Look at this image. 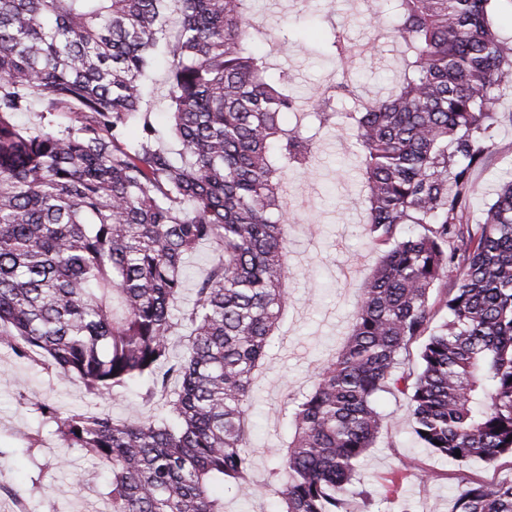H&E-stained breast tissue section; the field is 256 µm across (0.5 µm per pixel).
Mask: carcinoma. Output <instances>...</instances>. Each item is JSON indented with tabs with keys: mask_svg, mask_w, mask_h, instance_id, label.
Segmentation results:
<instances>
[{
	"mask_svg": "<svg viewBox=\"0 0 512 512\" xmlns=\"http://www.w3.org/2000/svg\"><path fill=\"white\" fill-rule=\"evenodd\" d=\"M251 2L0 0V346L95 396L165 397L160 416L124 420L39 404L108 467L111 512H224L215 487L251 494L246 405L290 300L282 179L316 152L301 119L283 122L298 102L254 49ZM383 2L368 23L390 29L402 75L344 113L379 260L342 349L281 409L288 443L264 484L277 512L372 505L354 483L383 393L407 399L438 457L512 459V180L469 222L493 130L512 124L497 109L512 87L503 0ZM160 50L173 149L150 109ZM327 53L352 56L334 30ZM24 112L38 124L19 125ZM303 116L335 123V95ZM202 245L216 258L178 312ZM414 343L416 369L398 372ZM449 512H512V476L461 479Z\"/></svg>",
	"mask_w": 512,
	"mask_h": 512,
	"instance_id": "1",
	"label": "carcinoma"
}]
</instances>
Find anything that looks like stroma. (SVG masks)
Wrapping results in <instances>:
<instances>
[{
	"mask_svg": "<svg viewBox=\"0 0 512 512\" xmlns=\"http://www.w3.org/2000/svg\"><path fill=\"white\" fill-rule=\"evenodd\" d=\"M377 0H254L256 25L287 32L295 47L260 53L288 70L302 108L337 83L374 95L401 63L392 38L369 26ZM341 30L355 51L348 70L327 59L323 47L331 28ZM346 120L319 135L310 171H288L286 196L296 224L285 250L291 304L271 339L248 412L249 482H266L271 457L282 450L284 431L275 418L288 392L311 388L317 368L341 347L350 315L379 253L361 229L360 182L351 155ZM512 176V125L499 126L486 165L475 176L470 219L479 223L497 185ZM63 411L105 412L122 420L132 414L161 415L163 398L145 399L142 389L97 397L77 381L64 382L39 356L21 358L0 347V512H104L110 473L82 451L66 447L45 422L40 404ZM383 428L357 474L374 494L375 512H385L387 493L416 502L420 512H448L460 475L492 484L512 475V461L490 466L473 460L449 464L414 440L409 408L400 396L383 395Z\"/></svg>",
	"mask_w": 512,
	"mask_h": 512,
	"instance_id": "35a3bbf8",
	"label": "stroma"
}]
</instances>
